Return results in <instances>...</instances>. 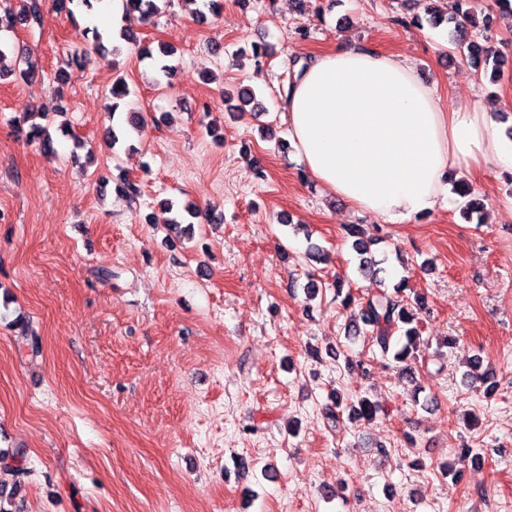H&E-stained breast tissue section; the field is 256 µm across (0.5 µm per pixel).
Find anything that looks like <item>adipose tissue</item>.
<instances>
[{
	"label": "adipose tissue",
	"mask_w": 512,
	"mask_h": 512,
	"mask_svg": "<svg viewBox=\"0 0 512 512\" xmlns=\"http://www.w3.org/2000/svg\"><path fill=\"white\" fill-rule=\"evenodd\" d=\"M309 176L391 224L448 208L460 169H512V140L481 103L448 108L393 53L339 46L300 69L281 114Z\"/></svg>",
	"instance_id": "adipose-tissue-1"
}]
</instances>
